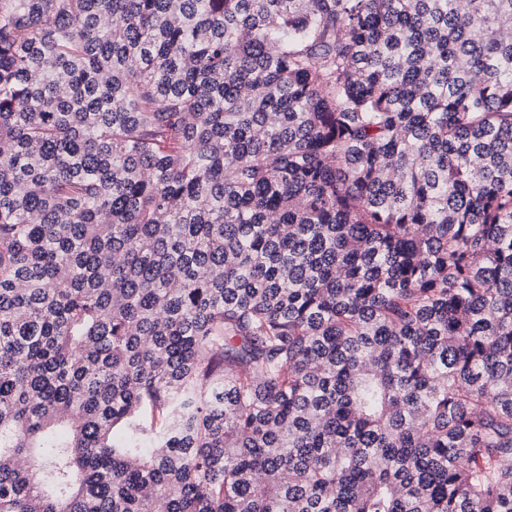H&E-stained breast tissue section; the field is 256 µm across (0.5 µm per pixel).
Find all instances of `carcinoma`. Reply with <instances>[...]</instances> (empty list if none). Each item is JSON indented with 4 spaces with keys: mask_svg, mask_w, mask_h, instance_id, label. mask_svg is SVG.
Masks as SVG:
<instances>
[{
    "mask_svg": "<svg viewBox=\"0 0 512 512\" xmlns=\"http://www.w3.org/2000/svg\"><path fill=\"white\" fill-rule=\"evenodd\" d=\"M0 512H512V0H0Z\"/></svg>",
    "mask_w": 512,
    "mask_h": 512,
    "instance_id": "cac0c4a2",
    "label": "carcinoma"
}]
</instances>
